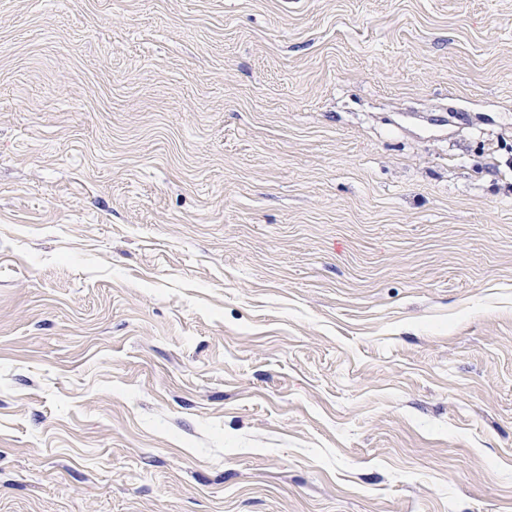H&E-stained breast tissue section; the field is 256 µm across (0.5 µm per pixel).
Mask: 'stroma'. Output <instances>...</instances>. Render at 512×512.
Returning a JSON list of instances; mask_svg holds the SVG:
<instances>
[{"mask_svg":"<svg viewBox=\"0 0 512 512\" xmlns=\"http://www.w3.org/2000/svg\"><path fill=\"white\" fill-rule=\"evenodd\" d=\"M0 512H512V0H0Z\"/></svg>","mask_w":512,"mask_h":512,"instance_id":"35a3bbf8","label":"stroma"}]
</instances>
